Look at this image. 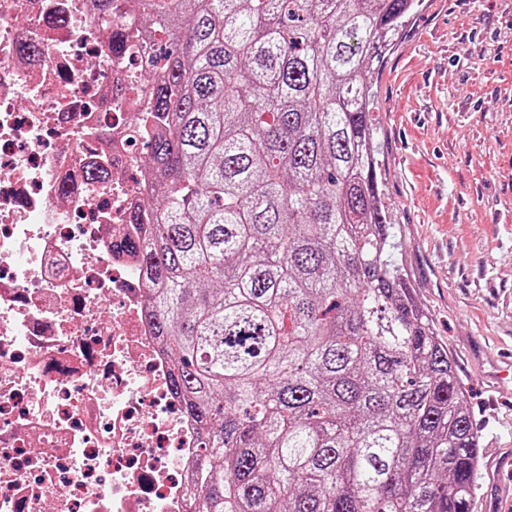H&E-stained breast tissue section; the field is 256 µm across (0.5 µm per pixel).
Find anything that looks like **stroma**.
<instances>
[{"label": "stroma", "mask_w": 512, "mask_h": 512, "mask_svg": "<svg viewBox=\"0 0 512 512\" xmlns=\"http://www.w3.org/2000/svg\"><path fill=\"white\" fill-rule=\"evenodd\" d=\"M376 90L382 202L482 431L472 512H512V0H422Z\"/></svg>", "instance_id": "obj_1"}]
</instances>
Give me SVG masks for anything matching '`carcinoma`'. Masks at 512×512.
<instances>
[{
	"label": "carcinoma",
	"instance_id": "obj_1",
	"mask_svg": "<svg viewBox=\"0 0 512 512\" xmlns=\"http://www.w3.org/2000/svg\"><path fill=\"white\" fill-rule=\"evenodd\" d=\"M112 24L121 0H93ZM413 0H140L130 214L195 512H471L481 430L381 203L369 112Z\"/></svg>",
	"mask_w": 512,
	"mask_h": 512
}]
</instances>
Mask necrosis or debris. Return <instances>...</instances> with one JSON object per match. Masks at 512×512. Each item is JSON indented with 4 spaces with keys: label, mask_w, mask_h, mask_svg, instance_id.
Instances as JSON below:
<instances>
[{
    "label": "necrosis or debris",
    "mask_w": 512,
    "mask_h": 512,
    "mask_svg": "<svg viewBox=\"0 0 512 512\" xmlns=\"http://www.w3.org/2000/svg\"><path fill=\"white\" fill-rule=\"evenodd\" d=\"M91 0H0V512H186L198 430L144 304L148 195Z\"/></svg>",
    "instance_id": "4bbe7bcc"
}]
</instances>
